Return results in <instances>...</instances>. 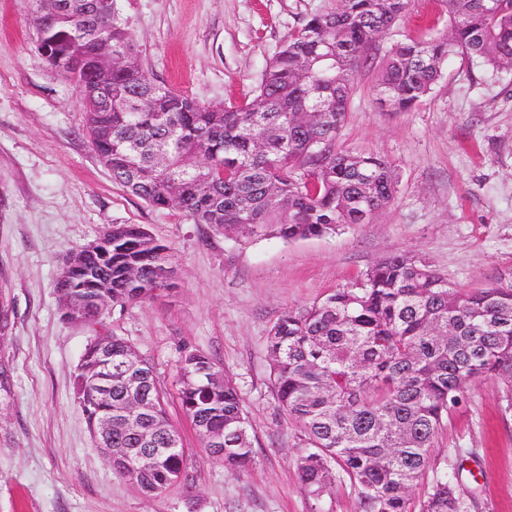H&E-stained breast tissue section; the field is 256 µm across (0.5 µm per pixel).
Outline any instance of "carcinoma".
<instances>
[{"mask_svg":"<svg viewBox=\"0 0 512 512\" xmlns=\"http://www.w3.org/2000/svg\"><path fill=\"white\" fill-rule=\"evenodd\" d=\"M76 0L37 39L61 61L58 72L110 97L82 99L91 146L112 180L156 209L243 237L286 242L340 226L370 224L388 207L396 175L384 159L338 153L354 75L365 52L401 17L407 0H336L295 30L242 105L214 106L157 82L137 60L126 24ZM443 37L395 45L378 77L379 100L408 110L427 96L448 58L460 54L494 70L512 69V0H446ZM130 58L107 69V48ZM170 248L135 224L112 225L104 251L57 283L68 298L106 297L124 306L150 299L172 275ZM270 381L279 407L302 426L299 481L319 498L343 475L359 489V512H411L429 448L469 384L487 375L512 383V282L466 291L422 258L395 253L324 299L288 309L267 336ZM86 351L74 388L87 423L100 402ZM178 399L202 445L224 438L214 460L241 473L253 461L248 421L235 383L207 354L185 349L176 366ZM153 404L133 411L130 390ZM166 391L152 365L112 379V468L137 470L138 488L161 494L186 478L173 447ZM460 471L434 481L419 512H472Z\"/></svg>","mask_w":512,"mask_h":512,"instance_id":"1","label":"carcinoma"}]
</instances>
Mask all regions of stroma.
I'll use <instances>...</instances> for the list:
<instances>
[{"label": "stroma", "mask_w": 512, "mask_h": 512, "mask_svg": "<svg viewBox=\"0 0 512 512\" xmlns=\"http://www.w3.org/2000/svg\"><path fill=\"white\" fill-rule=\"evenodd\" d=\"M145 70L174 91L240 104L307 19L336 0H114ZM448 30L444 0H408L353 79L340 152L385 159L392 204L372 223L284 242L244 239L148 207L112 177L84 131L82 91L37 50L25 0H0V512H358L349 481L313 498L295 473L300 425L275 400L266 338L278 314L324 298L387 254L410 252L459 288L512 281V70L449 60L432 92L400 111L379 103L391 48ZM137 224L171 248L176 277L149 300L108 307L104 329L155 369L187 453L189 481L141 493L95 447L73 378L93 326L65 320L55 292L68 252L105 227ZM215 357L249 420L254 461L226 470L181 410L184 348ZM461 469L476 512H512V385L476 379L429 452Z\"/></svg>", "instance_id": "1"}]
</instances>
